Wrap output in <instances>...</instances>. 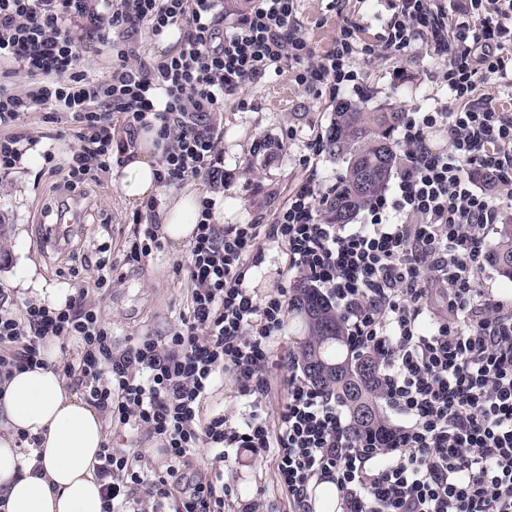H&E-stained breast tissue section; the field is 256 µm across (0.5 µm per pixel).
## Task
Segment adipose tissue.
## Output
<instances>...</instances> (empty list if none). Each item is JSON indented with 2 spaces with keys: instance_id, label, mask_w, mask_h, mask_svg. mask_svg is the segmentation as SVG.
I'll return each mask as SVG.
<instances>
[{
  "instance_id": "adipose-tissue-1",
  "label": "adipose tissue",
  "mask_w": 512,
  "mask_h": 512,
  "mask_svg": "<svg viewBox=\"0 0 512 512\" xmlns=\"http://www.w3.org/2000/svg\"><path fill=\"white\" fill-rule=\"evenodd\" d=\"M156 133L141 132L139 149L116 173L127 203L136 206L162 196L163 235L174 243L191 241L200 211L195 191L162 192L156 172L160 154ZM47 367L34 368L0 382V497L5 512H102L101 486L95 475L104 442L100 413L67 387L55 364L56 343L45 346ZM42 438L23 455L19 431Z\"/></svg>"
}]
</instances>
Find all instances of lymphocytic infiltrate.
Masks as SVG:
<instances>
[{
	"mask_svg": "<svg viewBox=\"0 0 512 512\" xmlns=\"http://www.w3.org/2000/svg\"><path fill=\"white\" fill-rule=\"evenodd\" d=\"M456 32L448 0H391L375 39L344 19L333 48L316 54L301 31L296 0H249L232 25L224 0H0V179L40 139L24 118L49 113L73 127L64 155L47 148L41 174H63L68 191L107 181L138 133L163 143L161 184L206 186L195 235L176 271L191 287L178 327L131 336L116 347L95 303L112 284L110 245H101L92 286L64 305L14 308L0 289V376L45 367L54 338L76 344L63 364L85 401L124 443H104L96 475L104 512H278L264 496L233 499L223 473L185 484L196 449L215 462L246 448L271 459L292 512H311V491L331 480L341 512H512V298L486 282L490 243L512 220V113L488 84L512 85V0H468ZM179 31L174 52L138 61L143 36ZM108 45L106 79L84 65L87 40ZM425 47L454 107L407 113L398 132L393 184L363 209L359 224H330L322 206L336 187L315 178L295 186L271 224H220L229 176L212 114L246 84L289 65L298 86L336 100L360 90L359 61ZM488 177L487 185L477 183ZM157 200L134 213L126 257L162 247ZM284 246L288 268L324 289L354 348L375 356L379 400L396 422L377 444L347 436L335 392L313 387L294 355L276 420L266 413L273 343L286 328L284 289L250 288L267 245ZM248 404L244 417L205 413L225 376ZM145 438L159 460L127 446Z\"/></svg>",
	"mask_w": 512,
	"mask_h": 512,
	"instance_id": "obj_1",
	"label": "lymphocytic infiltrate"
}]
</instances>
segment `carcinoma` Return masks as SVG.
<instances>
[{
  "mask_svg": "<svg viewBox=\"0 0 512 512\" xmlns=\"http://www.w3.org/2000/svg\"><path fill=\"white\" fill-rule=\"evenodd\" d=\"M402 121L403 113L392 108L367 112L361 101L336 106L328 147L346 169L324 209L325 221L349 223L388 188L398 162L393 133ZM490 259L505 282L512 284V223L499 225ZM293 306L306 315L310 339L301 346L299 358L307 378L319 388L336 391L349 412L354 441L365 443L384 435L388 424L377 396L376 362L366 355H352L341 317L317 289L298 284Z\"/></svg>",
  "mask_w": 512,
  "mask_h": 512,
  "instance_id": "obj_1",
  "label": "carcinoma"
}]
</instances>
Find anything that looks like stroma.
<instances>
[{
	"mask_svg": "<svg viewBox=\"0 0 512 512\" xmlns=\"http://www.w3.org/2000/svg\"><path fill=\"white\" fill-rule=\"evenodd\" d=\"M387 14V0H299L297 12L303 33L319 54L332 49L344 18L359 22L363 37L371 39ZM359 67L366 90L349 94L348 99L366 97L367 111L391 107L407 113L448 100V89L436 79L434 60L425 49L394 60L363 61ZM242 98L246 109H239L238 100L230 98L213 116L224 131V168L234 176L217 217L224 225L255 219L270 224L299 181L311 176L331 181L343 174L345 163L330 153L310 166L302 162L308 140L327 130L336 105L298 86L287 66L248 85ZM259 140L278 142L279 148L269 157L255 154L253 145ZM41 165L37 152H27L14 173L0 180V286L7 288L11 302L24 306L25 287L68 292L74 282L93 280L97 248L107 243L118 275L101 306L116 342L173 331L189 296L187 284L174 270L186 259L187 244L168 241L162 251L141 262H127L124 243L133 230L129 219L134 208L118 186L91 183L70 192L62 175L38 177ZM61 218L72 220V227L59 240L40 244L43 225ZM298 282L289 273L286 251L280 247L268 251L252 285L290 290ZM224 482L243 500L265 488L275 497L279 512H289L288 495L277 482L271 460L239 449L236 460L224 468Z\"/></svg>",
	"mask_w": 512,
	"mask_h": 512,
	"instance_id": "35a3bbf8",
	"label": "stroma"
}]
</instances>
